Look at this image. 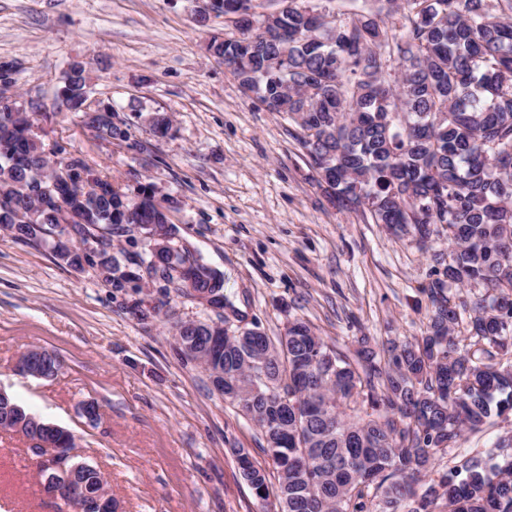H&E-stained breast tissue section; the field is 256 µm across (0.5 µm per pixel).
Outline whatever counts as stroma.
Returning a JSON list of instances; mask_svg holds the SVG:
<instances>
[{
	"mask_svg": "<svg viewBox=\"0 0 512 512\" xmlns=\"http://www.w3.org/2000/svg\"><path fill=\"white\" fill-rule=\"evenodd\" d=\"M195 0H0V61L13 90L42 104L35 128L65 155L83 156L129 193L150 186L172 202V239L224 275V327L278 337L301 318L328 343L422 335L439 269L412 236H393L362 211L330 204L287 115L246 92L207 49L237 31L194 22ZM74 61L88 94L112 105L128 133L110 139L55 98ZM172 121L165 136L152 113ZM141 316H132V307ZM212 309L165 294L141 276L117 291L94 268L76 271L49 250L0 232V389L79 439L82 461L109 481L121 512H271L253 493L235 449L271 469L260 430L225 402L207 373L179 356L171 325ZM63 360L55 379L17 372L27 349ZM84 400L101 419L86 424ZM0 512H57L21 435L0 431Z\"/></svg>",
	"mask_w": 512,
	"mask_h": 512,
	"instance_id": "obj_1",
	"label": "stroma"
}]
</instances>
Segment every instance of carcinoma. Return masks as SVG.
Returning <instances> with one entry per match:
<instances>
[{
    "label": "carcinoma",
    "mask_w": 512,
    "mask_h": 512,
    "mask_svg": "<svg viewBox=\"0 0 512 512\" xmlns=\"http://www.w3.org/2000/svg\"><path fill=\"white\" fill-rule=\"evenodd\" d=\"M237 38L211 37L209 50L269 112L288 115L306 156L321 166L329 199L363 209L394 234L413 229L420 249L448 240L443 277L427 293L425 336L381 350L368 338L353 349L327 344L296 319L277 340L259 330L224 334V352L195 349L224 399L257 426L277 474L235 450L242 473L280 512H512V435L483 451L464 448L492 415L512 412V0H362L350 12L316 16L307 0H281L262 18L224 10ZM88 74L73 63L64 78L68 111L95 131L110 106H94ZM40 105L0 111V226L17 243L42 244L72 269L81 244L61 241L57 213L74 231L101 228L103 283L124 288L131 266L147 265L179 296L206 293L224 308L223 274L184 248L162 256L154 231L170 209L150 188L131 199L98 164L63 157L53 178L48 147L34 131ZM171 118L156 112L150 130ZM141 237H136L134 232ZM138 247L112 253V235ZM480 285L456 302L447 290ZM207 322L177 321L189 342ZM458 462L435 469L448 452Z\"/></svg>",
    "instance_id": "carcinoma-1"
}]
</instances>
